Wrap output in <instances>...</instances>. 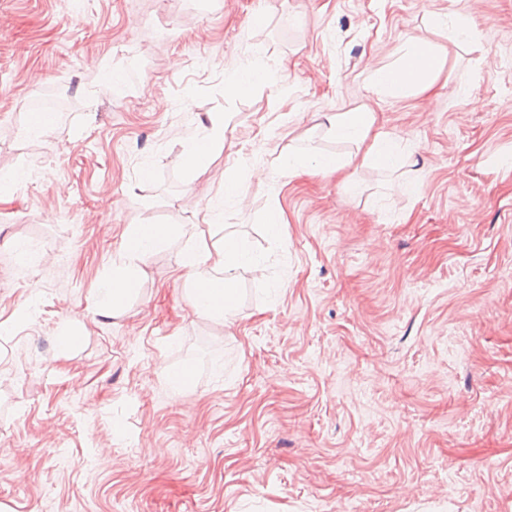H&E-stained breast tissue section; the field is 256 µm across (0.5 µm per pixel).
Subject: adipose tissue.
<instances>
[{
    "instance_id": "adipose-tissue-1",
    "label": "adipose tissue",
    "mask_w": 512,
    "mask_h": 512,
    "mask_svg": "<svg viewBox=\"0 0 512 512\" xmlns=\"http://www.w3.org/2000/svg\"><path fill=\"white\" fill-rule=\"evenodd\" d=\"M445 65V55L429 41L420 40L406 46L394 65L373 71L369 88L374 94L393 98L424 94L434 87ZM329 123L334 137L354 143L356 153L340 158L331 155L312 157L298 151L279 159L280 169L291 174L305 168L329 174L358 162L399 169L415 161L414 155L399 153L397 136L378 130L374 113L344 112L330 117ZM223 143L224 117L218 114L212 117L204 135L187 147L183 154L184 164L193 172L206 170L214 149ZM170 234V228L161 224L132 226L120 253V264L115 266L106 286L96 292L95 305L101 312L119 309L137 292L141 263ZM180 265L190 282L187 300L193 313L219 321L235 316L238 310L236 283L239 271L260 268L245 239L233 231L225 233L221 242L212 246L206 240H197L182 252Z\"/></svg>"
}]
</instances>
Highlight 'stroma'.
Segmentation results:
<instances>
[{
    "label": "stroma",
    "mask_w": 512,
    "mask_h": 512,
    "mask_svg": "<svg viewBox=\"0 0 512 512\" xmlns=\"http://www.w3.org/2000/svg\"><path fill=\"white\" fill-rule=\"evenodd\" d=\"M420 38L447 55L436 88L377 101L371 73ZM254 60L278 82L233 94ZM57 85L69 111L28 134ZM356 110L418 165L358 168L354 192L279 169L349 152L327 118ZM244 164L211 233L263 271L224 323L191 312L179 257ZM133 224L173 233L97 314ZM0 512H512V0H0ZM205 134L194 140L183 154V162L192 172L206 170L214 149L224 145V115L213 116L210 125L204 129Z\"/></svg>",
    "instance_id": "obj_1"
}]
</instances>
